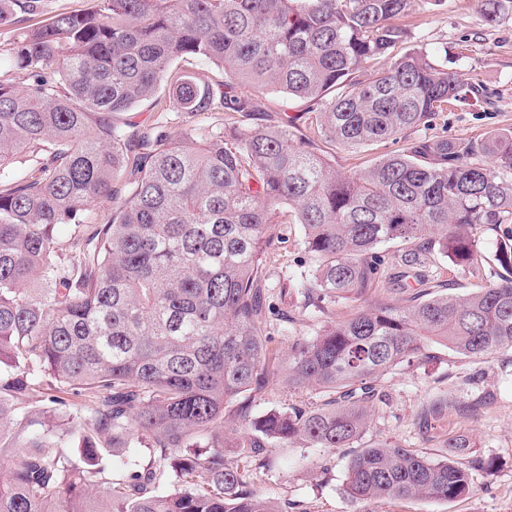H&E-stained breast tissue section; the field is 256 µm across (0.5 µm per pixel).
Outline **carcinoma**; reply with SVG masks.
I'll list each match as a JSON object with an SVG mask.
<instances>
[{"label": "carcinoma", "instance_id": "carcinoma-1", "mask_svg": "<svg viewBox=\"0 0 512 512\" xmlns=\"http://www.w3.org/2000/svg\"><path fill=\"white\" fill-rule=\"evenodd\" d=\"M409 3L93 0L31 24L36 0H0L11 57L33 78L20 89L0 74V512H281L247 481L271 449L352 447L375 382L430 342L468 358L512 347L508 240L505 274L465 297L358 311L284 356L268 346L259 254L277 208L316 262L279 288L330 303L379 281L381 244L420 239L469 269L476 227L512 224V129L409 137L473 94L427 49L395 53L411 41L397 23ZM477 3L487 25L512 18V0ZM194 58L224 71L223 90L176 66ZM267 90L308 102L313 135L286 112L244 128ZM147 100L221 111L224 125L174 141L117 121ZM318 140L403 145L344 175ZM21 154L32 167L16 173ZM127 171L112 222L85 224ZM277 377L330 400L254 415L251 395ZM43 385L58 395L38 408ZM134 441L144 461L114 475ZM469 447L458 434L443 458L362 448L346 494L457 499L496 467Z\"/></svg>", "mask_w": 512, "mask_h": 512}]
</instances>
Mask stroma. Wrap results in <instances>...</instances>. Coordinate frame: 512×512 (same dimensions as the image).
<instances>
[{
  "label": "stroma",
  "mask_w": 512,
  "mask_h": 512,
  "mask_svg": "<svg viewBox=\"0 0 512 512\" xmlns=\"http://www.w3.org/2000/svg\"><path fill=\"white\" fill-rule=\"evenodd\" d=\"M399 23L412 32L414 45L447 51L459 78L480 88L466 103L437 113L426 135L471 139L512 126V19L485 24L476 0H411ZM120 119L137 126L164 123L169 137L179 140L189 129L223 123L224 115L158 112L143 104L121 114ZM322 148L337 170L349 175L364 171L396 145L384 142L356 149L326 142ZM271 234L262 254L271 284L266 321L272 346L284 350L293 337H314L322 326L386 301L407 305L423 289L434 296L474 292L496 280L501 271L497 250L501 241L512 235V226L480 227L475 266L465 272L454 270L447 255L435 250L425 254L420 265L407 267L401 256L408 243L382 244L377 249L382 260L380 287L366 290L357 300L337 299L319 311L296 292L284 295L278 288L284 277L299 278L313 270L302 225L281 209L272 218ZM427 354L425 360L398 364L377 381L379 396L366 404L370 423L357 446L397 445L440 458L448 454L449 437L467 435L471 458H492L497 463L492 474L477 475L468 496L452 501L355 502L344 492L353 450L301 445L273 449L268 467L252 472L253 488L276 502L282 512H512V348H503L487 360H475L433 343ZM437 397L446 400V407L428 424H420L423 408ZM479 397L484 403L477 414L456 412L455 403ZM321 401L319 391H295L277 378L256 393L253 405L255 413L261 414L295 405L313 407Z\"/></svg>",
  "instance_id": "35a3bbf8"
}]
</instances>
